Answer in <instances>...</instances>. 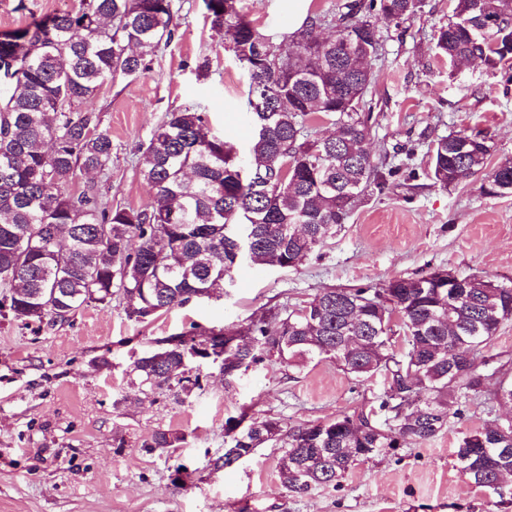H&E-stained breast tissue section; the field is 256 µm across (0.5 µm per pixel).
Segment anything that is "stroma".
Returning <instances> with one entry per match:
<instances>
[{
    "label": "stroma",
    "mask_w": 512,
    "mask_h": 512,
    "mask_svg": "<svg viewBox=\"0 0 512 512\" xmlns=\"http://www.w3.org/2000/svg\"><path fill=\"white\" fill-rule=\"evenodd\" d=\"M78 0H0V34ZM241 14L282 42L298 20L288 0H236ZM453 0H424L413 18L380 21L383 55L370 95L377 122L373 156L415 170L359 200L347 224L295 270L241 261L216 297L142 322L120 298L92 303L69 321L28 326L0 317V512H512V502L462 475L454 451L463 432L512 405L449 400L456 416L423 445L388 448L358 462L338 486L289 493L282 448L268 443L224 468L225 422L275 417L305 424L374 401L381 377L352 380L335 362L295 371L265 360L225 381L219 365L198 369L190 394L142 391L130 370L158 340L209 329H238L262 309H292L324 287L358 288L444 269L495 283L512 281V197L481 195V176L443 189L429 177V144L439 135L481 129L493 138L488 167L512 158V60L490 69L449 66L432 35L452 17ZM172 42L146 70L103 85L85 103L112 137L108 174H83L71 192L97 183L109 205L146 207L142 145L167 113L201 108L212 134L248 160L250 76L211 28L204 0H174ZM184 434L165 450L156 432Z\"/></svg>",
    "instance_id": "1"
}]
</instances>
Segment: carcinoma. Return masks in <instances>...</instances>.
Masks as SVG:
<instances>
[{
    "instance_id": "1",
    "label": "carcinoma",
    "mask_w": 512,
    "mask_h": 512,
    "mask_svg": "<svg viewBox=\"0 0 512 512\" xmlns=\"http://www.w3.org/2000/svg\"><path fill=\"white\" fill-rule=\"evenodd\" d=\"M226 0H205L211 27L250 74L254 131L246 179L234 145L211 134L203 112L168 114L142 151L141 175L153 190L144 209L106 205L98 185L68 187L85 171L112 164V137L97 112L79 105L102 86L138 74L174 38L173 0H79L26 28L0 34V67L22 57L20 75L0 77V312L23 325L63 323L91 303L119 294L128 319L143 322L198 300L233 278L236 256L296 269L347 223L371 187L382 191L399 168L366 153L376 118L366 94L372 61L382 55L378 18L400 23L424 0H346L336 13L310 10L283 49ZM335 25L330 42L311 39ZM450 62L479 56L494 68L512 59V0H454L453 18L434 34ZM326 119L333 139L313 135ZM492 137L452 132L430 144V177L443 189L485 168ZM480 193L512 194V159L498 163ZM442 270L359 288H323L306 304L268 310L224 337V380L265 359L300 371L315 359L336 362L358 382L380 374L377 405L316 423L279 418L231 437L223 467L272 441L285 449L282 485L303 495L337 485L359 461L385 448L424 444L448 428V395L472 399L489 375L477 360L500 325L512 319V283L460 278L456 294ZM406 351L394 350L393 318ZM196 337L181 333L137 359L131 369L150 388L200 387L189 376ZM184 436L162 431L151 447ZM473 485L499 489L512 474V418L465 433L454 451Z\"/></svg>"
}]
</instances>
